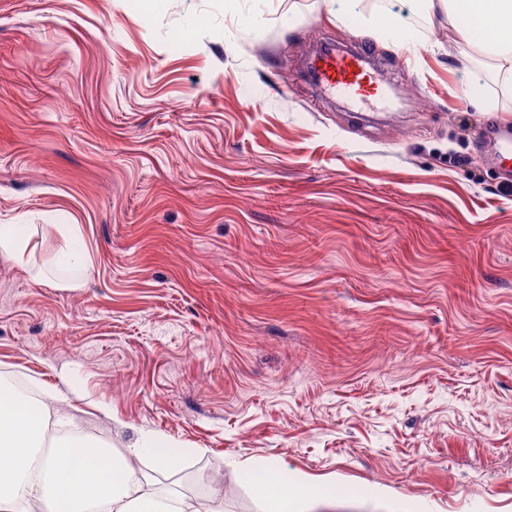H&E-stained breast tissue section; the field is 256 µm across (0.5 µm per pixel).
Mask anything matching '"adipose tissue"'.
<instances>
[{
  "mask_svg": "<svg viewBox=\"0 0 512 512\" xmlns=\"http://www.w3.org/2000/svg\"><path fill=\"white\" fill-rule=\"evenodd\" d=\"M431 9L468 21L461 32L467 48L487 56L495 79L512 92V0H427ZM36 246L30 225L1 224L0 254L19 267H34ZM67 398L46 395L27 403L0 381V512H224V497L212 493L205 510L179 492L157 488V471L173 461L168 442L140 431L122 451L92 437L78 446L59 442L45 446L48 429L67 427ZM151 460L155 474L134 469ZM251 488L261 512H307L322 504L302 480H290L274 462L251 466Z\"/></svg>",
  "mask_w": 512,
  "mask_h": 512,
  "instance_id": "ef3b65f1",
  "label": "adipose tissue"
}]
</instances>
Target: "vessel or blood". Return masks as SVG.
Instances as JSON below:
<instances>
[{"instance_id": "b4317fda", "label": "vessel or blood", "mask_w": 512, "mask_h": 512, "mask_svg": "<svg viewBox=\"0 0 512 512\" xmlns=\"http://www.w3.org/2000/svg\"><path fill=\"white\" fill-rule=\"evenodd\" d=\"M374 58L371 46L348 50L327 42L310 57L306 76L316 89L339 95L353 105L380 100L387 96L390 84L384 67ZM475 145L488 152L492 161L512 164V124L480 128Z\"/></svg>"}]
</instances>
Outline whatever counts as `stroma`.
<instances>
[{
  "mask_svg": "<svg viewBox=\"0 0 512 512\" xmlns=\"http://www.w3.org/2000/svg\"><path fill=\"white\" fill-rule=\"evenodd\" d=\"M387 2L425 28L394 41L364 0H0V225L47 271L0 256V371L114 449H194L166 478L226 512H260L242 466L269 460L332 512H512V177L473 147L512 96L445 13ZM322 37L393 63L390 119L302 80ZM31 224H1L0 254L6 255L19 267H34L36 245L32 243Z\"/></svg>",
  "mask_w": 512,
  "mask_h": 512,
  "instance_id": "35a3bbf8",
  "label": "stroma"
}]
</instances>
